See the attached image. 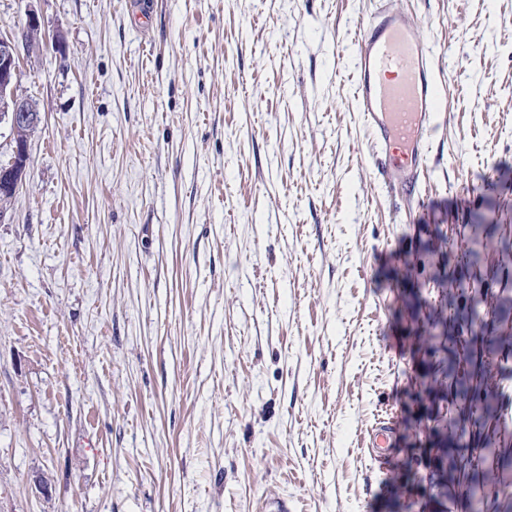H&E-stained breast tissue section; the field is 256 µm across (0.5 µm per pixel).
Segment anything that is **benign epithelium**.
<instances>
[{
    "label": "benign epithelium",
    "instance_id": "benign-epithelium-1",
    "mask_svg": "<svg viewBox=\"0 0 512 512\" xmlns=\"http://www.w3.org/2000/svg\"><path fill=\"white\" fill-rule=\"evenodd\" d=\"M23 28V40L0 38V138H6L12 145V157L0 166V188L14 193L23 182L28 165V144L19 141V135L42 121L36 106L18 90L21 49H30L42 28L33 14L27 15Z\"/></svg>",
    "mask_w": 512,
    "mask_h": 512
}]
</instances>
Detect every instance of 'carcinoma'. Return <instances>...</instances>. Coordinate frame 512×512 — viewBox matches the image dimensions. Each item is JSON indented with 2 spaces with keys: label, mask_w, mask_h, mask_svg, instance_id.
I'll use <instances>...</instances> for the list:
<instances>
[{
  "label": "carcinoma",
  "mask_w": 512,
  "mask_h": 512,
  "mask_svg": "<svg viewBox=\"0 0 512 512\" xmlns=\"http://www.w3.org/2000/svg\"><path fill=\"white\" fill-rule=\"evenodd\" d=\"M496 229L494 241L490 225H469L461 254L468 282L450 288L446 271H437L438 301L417 317L413 358L426 379L425 396L408 427L425 435L430 448L392 478L395 497L407 498L408 512H425L433 502L442 512L461 506L465 512H512V423L503 408L505 383L512 380V294H488L481 275L492 245L501 265L512 261V230ZM478 323L483 335L462 340L460 332Z\"/></svg>",
  "instance_id": "cac0c4a2"
}]
</instances>
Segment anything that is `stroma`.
Masks as SVG:
<instances>
[{
  "mask_svg": "<svg viewBox=\"0 0 512 512\" xmlns=\"http://www.w3.org/2000/svg\"><path fill=\"white\" fill-rule=\"evenodd\" d=\"M413 14L443 86L422 194L355 110ZM42 115L0 222V512H395L421 452L402 292L512 225V0H0ZM390 452L366 445L385 406Z\"/></svg>",
  "mask_w": 512,
  "mask_h": 512,
  "instance_id": "obj_1",
  "label": "stroma"
}]
</instances>
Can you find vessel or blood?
Wrapping results in <instances>:
<instances>
[{
    "label": "vessel or blood",
    "mask_w": 512,
    "mask_h": 512,
    "mask_svg": "<svg viewBox=\"0 0 512 512\" xmlns=\"http://www.w3.org/2000/svg\"><path fill=\"white\" fill-rule=\"evenodd\" d=\"M355 104L369 132L376 161H394L403 190L420 191L428 138L442 110L434 51L412 14L377 8L354 40Z\"/></svg>",
    "instance_id": "vessel-or-blood-1"
}]
</instances>
